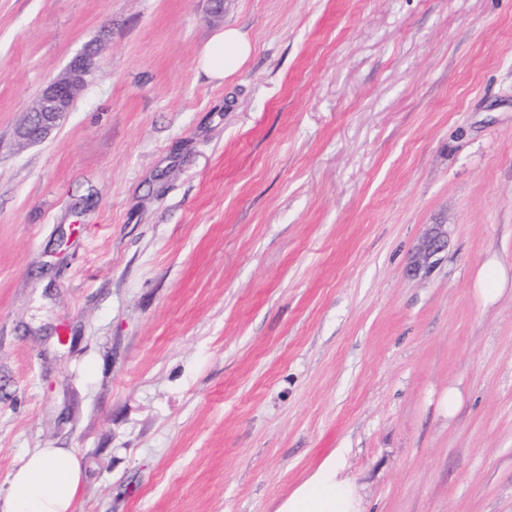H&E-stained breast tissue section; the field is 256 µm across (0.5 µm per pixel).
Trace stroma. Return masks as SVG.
Returning <instances> with one entry per match:
<instances>
[{
	"instance_id": "obj_1",
	"label": "stroma",
	"mask_w": 512,
	"mask_h": 512,
	"mask_svg": "<svg viewBox=\"0 0 512 512\" xmlns=\"http://www.w3.org/2000/svg\"><path fill=\"white\" fill-rule=\"evenodd\" d=\"M35 448L75 512H276L337 448L366 512H512V0H0V495ZM251 52L250 41L238 29L224 28L204 47L200 65L213 77L224 79L238 72ZM106 36L104 31L98 40L87 44L72 58L62 75L48 82L31 110L28 123L20 129L19 137L29 142H39L57 126L69 112L86 77L96 68ZM444 225L435 224L432 230L423 237L413 253V267L415 271L422 269L429 271L438 261V256L446 247V232ZM507 275L495 263L484 266L477 274L476 288L485 305L493 304L506 289Z\"/></svg>"
}]
</instances>
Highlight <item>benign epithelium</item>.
<instances>
[{"label":"benign epithelium","instance_id":"benign-epithelium-1","mask_svg":"<svg viewBox=\"0 0 512 512\" xmlns=\"http://www.w3.org/2000/svg\"><path fill=\"white\" fill-rule=\"evenodd\" d=\"M106 35L86 45L72 58L66 71L52 79L43 89L35 107L31 110L28 123L20 129L19 137L29 142H39L57 126L60 119L69 112L77 94L97 65ZM446 232L443 225L436 224L423 237L413 253L414 270H430L446 247Z\"/></svg>","mask_w":512,"mask_h":512}]
</instances>
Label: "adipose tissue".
<instances>
[{
    "instance_id": "adipose-tissue-1",
    "label": "adipose tissue",
    "mask_w": 512,
    "mask_h": 512,
    "mask_svg": "<svg viewBox=\"0 0 512 512\" xmlns=\"http://www.w3.org/2000/svg\"><path fill=\"white\" fill-rule=\"evenodd\" d=\"M252 52L236 28L217 33L204 47L200 65L223 79L238 72ZM344 449L334 450L283 501L277 512H363L357 486L344 474ZM82 480L71 448H36L12 471L0 512H72Z\"/></svg>"
}]
</instances>
